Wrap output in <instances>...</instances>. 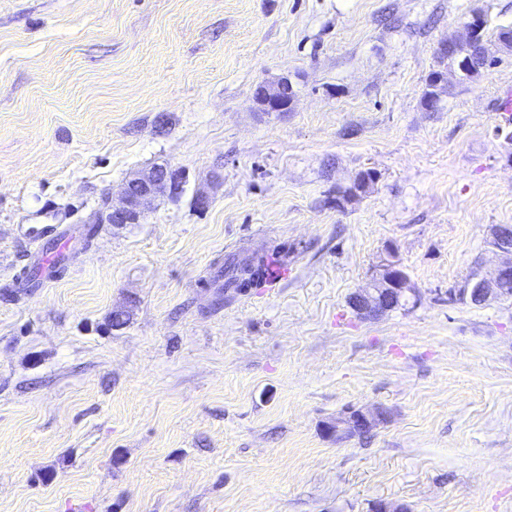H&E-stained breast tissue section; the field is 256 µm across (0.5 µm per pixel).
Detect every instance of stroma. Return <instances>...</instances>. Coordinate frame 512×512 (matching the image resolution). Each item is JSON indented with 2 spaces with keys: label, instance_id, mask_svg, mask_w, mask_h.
I'll list each match as a JSON object with an SVG mask.
<instances>
[{
  "label": "stroma",
  "instance_id": "1",
  "mask_svg": "<svg viewBox=\"0 0 512 512\" xmlns=\"http://www.w3.org/2000/svg\"><path fill=\"white\" fill-rule=\"evenodd\" d=\"M476 11L512 28V0H0V512H512V298L454 294L512 225V48L437 54ZM157 165L180 196L21 287L37 230ZM282 243L285 279L213 286ZM391 262L415 297L358 316ZM355 409L384 418L325 432ZM281 81L273 85H263L260 103L267 112H285L291 108L295 93L292 86L288 83L282 86V95L291 100H283L280 95ZM376 418L362 410L347 412V415L336 417L333 423L325 425L328 434L335 435L336 440H343L356 435L367 434L375 425Z\"/></svg>",
  "mask_w": 512,
  "mask_h": 512
}]
</instances>
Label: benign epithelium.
<instances>
[{"instance_id":"7a95c632","label":"benign epithelium","mask_w":512,"mask_h":512,"mask_svg":"<svg viewBox=\"0 0 512 512\" xmlns=\"http://www.w3.org/2000/svg\"><path fill=\"white\" fill-rule=\"evenodd\" d=\"M465 39L462 42L446 41L438 46L437 53L451 54L459 59V69L471 72L472 52L481 40V22L472 17L464 23ZM281 83L263 86L260 103L267 112H286L293 101L283 100L280 95ZM173 169L154 167L139 171L130 177L123 188L121 203L109 205L96 214V224H136L152 211L159 199L158 190L171 183ZM491 237L499 240L497 251L504 259L490 278L478 277L468 288L471 303L481 305L491 299L504 298L506 284L512 282V226L497 224L491 228ZM414 293L409 278L400 264L393 262L386 265L382 272L373 278L369 286L361 288L350 297L349 305L362 318H377L394 310L406 302L407 294ZM376 418L361 410H354L336 418L333 423L325 425V431L336 436V440L367 434L375 425Z\"/></svg>"}]
</instances>
